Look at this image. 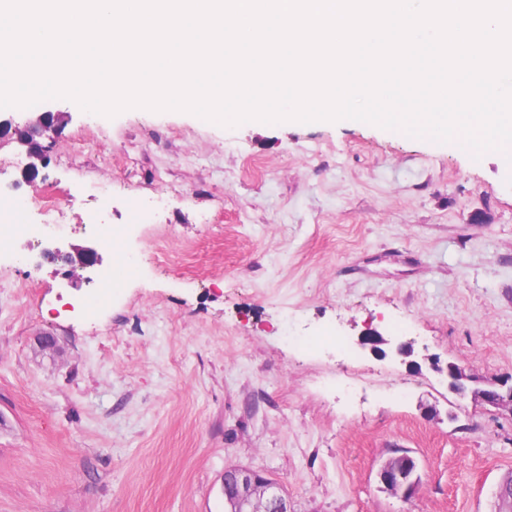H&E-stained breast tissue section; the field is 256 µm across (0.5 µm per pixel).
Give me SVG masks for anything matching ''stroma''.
Here are the masks:
<instances>
[{"mask_svg":"<svg viewBox=\"0 0 512 512\" xmlns=\"http://www.w3.org/2000/svg\"><path fill=\"white\" fill-rule=\"evenodd\" d=\"M36 111L70 119L30 184L1 138L0 188H52V247L101 262L77 280L23 263L25 239L0 247V512H225L229 466L283 482L292 512H494L512 413L449 393L429 360L512 375L507 158L352 120L10 114ZM115 227L135 262L90 313ZM370 328L413 359L360 347ZM403 451L410 500L377 476Z\"/></svg>","mask_w":512,"mask_h":512,"instance_id":"stroma-1","label":"stroma"}]
</instances>
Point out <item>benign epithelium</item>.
Wrapping results in <instances>:
<instances>
[{"mask_svg": "<svg viewBox=\"0 0 512 512\" xmlns=\"http://www.w3.org/2000/svg\"><path fill=\"white\" fill-rule=\"evenodd\" d=\"M64 120L63 113L49 111L38 113L33 122L23 127L13 124L11 118H0V139L14 135L27 148L30 162L25 178L28 182H33L37 177L38 164L47 161L50 145L43 144L41 139L57 134ZM59 254L64 256L73 269L84 270L100 263L98 251L93 246L78 249L73 254L55 249L46 252L45 258L50 261ZM389 343L390 340L375 329H370L359 337L360 346L379 355L385 354L383 346ZM436 372L443 377L448 391L455 396H469L492 407L506 408L512 412V385L508 381L502 379L480 387L479 378L475 374L453 362L448 363L444 370L436 369ZM412 466H417V462L407 453L387 459L378 471L381 488L403 498L413 494L417 482L409 483L402 479V472ZM223 487L226 512H290L288 494L282 483L254 471L236 466L225 468Z\"/></svg>", "mask_w": 512, "mask_h": 512, "instance_id": "benign-epithelium-1", "label": "benign epithelium"}]
</instances>
